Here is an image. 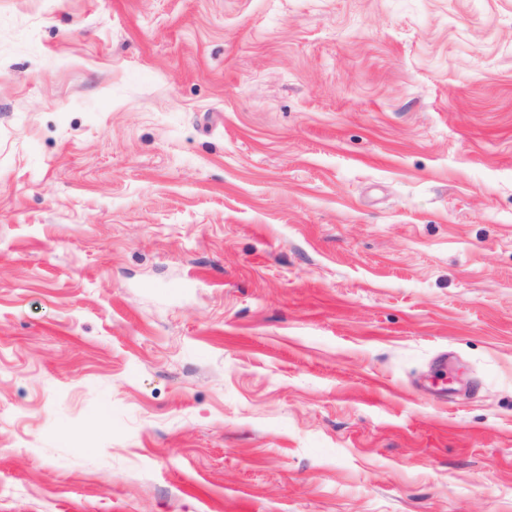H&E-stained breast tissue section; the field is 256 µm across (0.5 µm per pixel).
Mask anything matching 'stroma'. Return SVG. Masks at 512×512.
Here are the masks:
<instances>
[{"label": "stroma", "instance_id": "35a3bbf8", "mask_svg": "<svg viewBox=\"0 0 512 512\" xmlns=\"http://www.w3.org/2000/svg\"><path fill=\"white\" fill-rule=\"evenodd\" d=\"M0 512H512V0H0Z\"/></svg>", "mask_w": 512, "mask_h": 512}]
</instances>
